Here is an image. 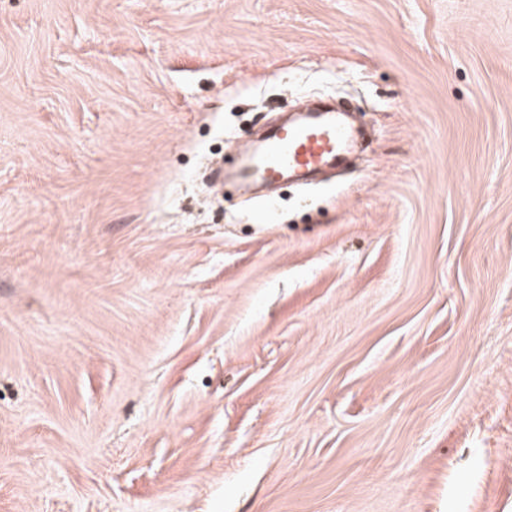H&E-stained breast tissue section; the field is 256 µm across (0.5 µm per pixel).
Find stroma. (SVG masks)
Here are the masks:
<instances>
[{"label": "stroma", "mask_w": 512, "mask_h": 512, "mask_svg": "<svg viewBox=\"0 0 512 512\" xmlns=\"http://www.w3.org/2000/svg\"><path fill=\"white\" fill-rule=\"evenodd\" d=\"M0 512H512V0H0ZM263 148L238 169L242 179H275L283 173L299 181L312 180L320 171L345 168L360 140L347 113L324 104L308 113L304 124L272 127Z\"/></svg>", "instance_id": "stroma-1"}]
</instances>
